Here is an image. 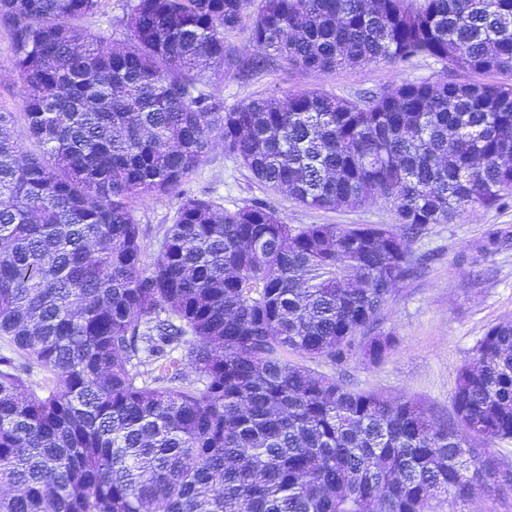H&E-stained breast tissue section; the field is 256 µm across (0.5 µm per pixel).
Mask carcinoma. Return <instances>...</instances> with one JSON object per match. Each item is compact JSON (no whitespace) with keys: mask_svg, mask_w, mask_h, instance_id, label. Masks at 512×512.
Returning a JSON list of instances; mask_svg holds the SVG:
<instances>
[{"mask_svg":"<svg viewBox=\"0 0 512 512\" xmlns=\"http://www.w3.org/2000/svg\"><path fill=\"white\" fill-rule=\"evenodd\" d=\"M101 5L0 0L46 147L23 153L0 113V336L27 357L0 359V512H432L505 486L489 446L512 440L511 321L471 349L440 422L304 361L383 359L406 241L512 196V0H136L118 50L84 26ZM248 15L240 57L225 33ZM419 56L498 80L229 110L197 86L271 58ZM217 141L306 207L380 196L394 223L295 226L187 195L145 265L130 201L181 192Z\"/></svg>","mask_w":512,"mask_h":512,"instance_id":"obj_1","label":"carcinoma"}]
</instances>
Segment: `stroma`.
Returning a JSON list of instances; mask_svg holds the SVG:
<instances>
[{"label":"stroma","instance_id":"obj_1","mask_svg":"<svg viewBox=\"0 0 512 512\" xmlns=\"http://www.w3.org/2000/svg\"><path fill=\"white\" fill-rule=\"evenodd\" d=\"M130 0H103L100 11L86 25L105 46L119 48L125 34L123 20ZM441 62L425 56L393 67L384 63L348 64L328 72L302 71L273 61L264 68L218 72L204 79L203 92L232 109L247 100L288 90L322 89L353 99L395 82L434 81L444 76ZM0 112L14 116L12 128L24 153H41L27 135L23 98L14 71V45L0 23ZM185 194L213 200L235 210L260 201L278 211L287 223L389 224V203L377 198L356 207L318 210L303 206L286 194L270 190L251 172L215 144L204 162L183 185ZM180 206L177 196H148L133 204L141 228L142 259L152 264L164 230ZM409 249L418 265L401 281L385 304L381 329L394 344L381 362L352 360L342 370L321 360L309 369L317 374L342 373L355 389L377 391L394 401L411 399L439 418L452 411L451 391L457 369L482 336L493 326L512 321V199L506 203L469 209L447 224H432L411 239Z\"/></svg>","mask_w":512,"mask_h":512}]
</instances>
